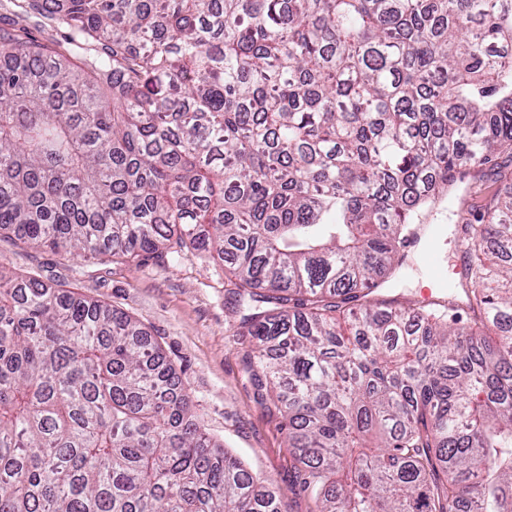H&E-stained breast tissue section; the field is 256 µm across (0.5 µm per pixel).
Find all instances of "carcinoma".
I'll list each match as a JSON object with an SVG mask.
<instances>
[{
	"label": "carcinoma",
	"mask_w": 512,
	"mask_h": 512,
	"mask_svg": "<svg viewBox=\"0 0 512 512\" xmlns=\"http://www.w3.org/2000/svg\"><path fill=\"white\" fill-rule=\"evenodd\" d=\"M10 2L67 35L0 29V232L226 260L319 512H512V187L461 302L367 300L512 150V0ZM0 512L282 510L130 315L0 265Z\"/></svg>",
	"instance_id": "obj_1"
}]
</instances>
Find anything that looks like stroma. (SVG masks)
Returning a JSON list of instances; mask_svg holds the SVG:
<instances>
[{
  "instance_id": "obj_1",
  "label": "stroma",
  "mask_w": 512,
  "mask_h": 512,
  "mask_svg": "<svg viewBox=\"0 0 512 512\" xmlns=\"http://www.w3.org/2000/svg\"><path fill=\"white\" fill-rule=\"evenodd\" d=\"M512 183V159L449 187L429 214L442 225L440 251L452 290L467 282L461 223H481L490 200ZM0 264L18 275L98 299L132 316L159 342L189 395L203 430L232 448L246 467L280 490L285 512H317L296 482L294 453L280 430L281 417L249 379L244 357L252 348L232 304L233 286L216 255L187 248L140 265L92 263L46 247L25 245L0 232ZM439 292L419 263H406L374 300L419 307Z\"/></svg>"
}]
</instances>
